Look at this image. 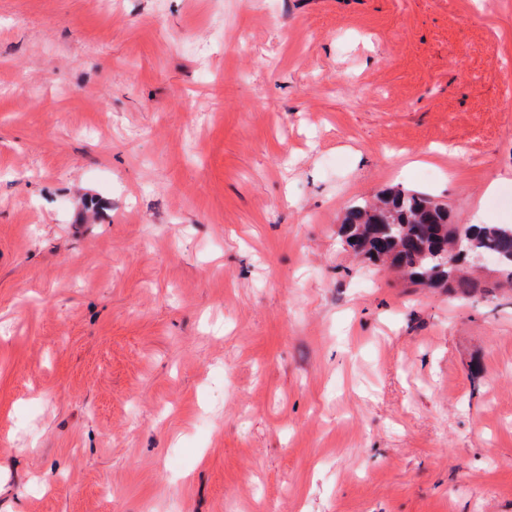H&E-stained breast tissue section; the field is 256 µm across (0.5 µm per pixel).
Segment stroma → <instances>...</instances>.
Returning a JSON list of instances; mask_svg holds the SVG:
<instances>
[{
  "mask_svg": "<svg viewBox=\"0 0 512 512\" xmlns=\"http://www.w3.org/2000/svg\"><path fill=\"white\" fill-rule=\"evenodd\" d=\"M512 0H0V512H512ZM384 224L396 226L390 238L381 234ZM460 232L464 238L458 265H448L446 254ZM339 233L355 253L390 261L411 283L471 296L477 283L464 268L473 256L478 265L483 260L480 254L501 256L498 269L512 283V227L455 224L446 207L423 193L389 190L372 201L361 199L344 210Z\"/></svg>",
  "mask_w": 512,
  "mask_h": 512,
  "instance_id": "35a3bbf8",
  "label": "stroma"
}]
</instances>
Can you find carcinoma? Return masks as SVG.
<instances>
[{
    "instance_id": "carcinoma-1",
    "label": "carcinoma",
    "mask_w": 512,
    "mask_h": 512,
    "mask_svg": "<svg viewBox=\"0 0 512 512\" xmlns=\"http://www.w3.org/2000/svg\"><path fill=\"white\" fill-rule=\"evenodd\" d=\"M339 233L355 253L390 261L412 283L470 296L477 283L464 268L477 254L502 257L498 269L512 281V227L456 224L423 193L389 190L361 199L344 210Z\"/></svg>"
}]
</instances>
